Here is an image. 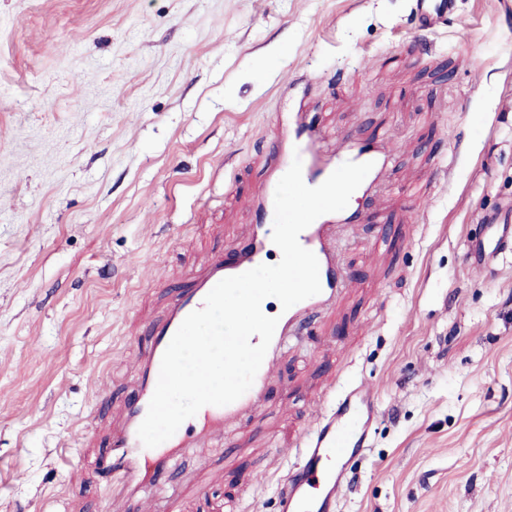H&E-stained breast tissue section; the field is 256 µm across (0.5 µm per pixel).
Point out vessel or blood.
Segmentation results:
<instances>
[{"mask_svg": "<svg viewBox=\"0 0 512 512\" xmlns=\"http://www.w3.org/2000/svg\"><path fill=\"white\" fill-rule=\"evenodd\" d=\"M416 7L421 23L428 25L434 19L452 13L455 0H417ZM325 140L320 127L307 113L300 111L290 117L287 128L279 130L274 137L275 146L268 156L272 177L258 190L255 200L258 222L247 243L229 257H209L199 270L189 274L186 287L179 289L161 319L151 322L147 331L151 343L138 353L139 367L134 388L124 406L123 423L109 438L108 477L113 498L139 497L142 487L147 485L152 490L164 491L160 477L171 467V449L197 447L201 440L222 434L225 426L251 414L267 398L272 368L285 347L286 336L298 330L311 313L323 311L341 295L344 277L336 262L329 233L334 225L355 221L357 212L350 207L320 216L301 232L300 244L318 259L321 291L280 313L251 388L228 405L204 406L199 413V423L181 424L167 441L168 453L161 454L142 445L138 428L155 391L162 356L183 320L202 307L206 295L220 280L267 263L274 248V193L293 159L301 158L303 180L311 187L323 183L344 162L371 163L372 169L358 187L357 195L363 200L372 198L373 189L391 160L386 142L364 141L351 136L340 148L329 151L324 147ZM506 244L507 238L502 235L492 249L482 243L471 245L468 261L471 265L492 269L498 248ZM373 419L374 404L370 392L360 384H350L335 410L314 423L308 434L307 447L299 449V463L291 482L280 486L282 512H335L336 501L347 479L344 462L353 454L366 450Z\"/></svg>", "mask_w": 512, "mask_h": 512, "instance_id": "obj_1", "label": "vessel or blood"}]
</instances>
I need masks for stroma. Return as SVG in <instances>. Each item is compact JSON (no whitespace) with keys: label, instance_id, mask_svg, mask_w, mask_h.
<instances>
[{"label":"stroma","instance_id":"35a3bbf8","mask_svg":"<svg viewBox=\"0 0 512 512\" xmlns=\"http://www.w3.org/2000/svg\"><path fill=\"white\" fill-rule=\"evenodd\" d=\"M300 104L394 160L268 401L179 452L180 512H281L353 380L379 418L336 512H512V246L489 274L466 259L512 206V0L430 29L415 0H0V512H104L144 325L244 245Z\"/></svg>","mask_w":512,"mask_h":512}]
</instances>
